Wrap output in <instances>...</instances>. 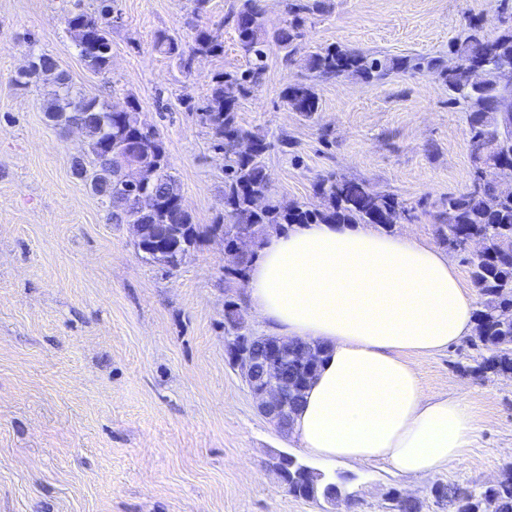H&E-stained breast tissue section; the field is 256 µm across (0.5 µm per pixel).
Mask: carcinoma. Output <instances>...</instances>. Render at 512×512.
Segmentation results:
<instances>
[{
	"mask_svg": "<svg viewBox=\"0 0 512 512\" xmlns=\"http://www.w3.org/2000/svg\"><path fill=\"white\" fill-rule=\"evenodd\" d=\"M197 23L189 44L166 32L159 33L154 49L176 59L182 72L192 74L201 57L224 54V43L207 26L209 0H192ZM323 0H286L287 18L268 26L256 0H236L226 16L234 28L247 69L219 72L212 79L210 95L197 108L216 147L224 150V243L230 247L241 234L262 237L271 231L285 232L292 224H373L391 232L401 221L417 218L415 207L396 194L378 191L362 180L334 173L314 184L322 208L309 209L296 202L269 199L271 175L264 156L271 147L265 138L245 130L237 121L239 100L249 96L264 80L269 46L278 47L283 66L295 62L296 43L307 16L322 12ZM112 0H100L93 13L71 12L67 31L81 60L97 73L109 69ZM448 65L441 58L426 56L378 58L359 49L329 45L306 59V68L326 79L357 77L367 84L379 82L395 71H431L452 93L450 102L469 112V138L505 142L512 138V87H493L475 97L469 73L477 65L489 70L512 67V27L489 40L478 22L469 26L465 38L448 46ZM15 85L41 83L47 88L46 114L57 126L79 127L88 145V158L73 163L74 173L90 180L93 193L114 224H126L142 258L167 272L178 268L184 257L176 252L147 247L140 236L143 226L156 224L171 242L188 238L196 245L202 235L191 214L182 206L177 178L171 173L168 155L158 128L142 118L134 95L126 97L124 110L110 111V103L88 97L58 70L56 60L41 52L32 55L28 71H18ZM287 108L310 117L319 110V97L310 84L289 85L281 93ZM132 137L138 139V164L142 184L126 188L118 179L112 155L125 150ZM435 233L446 247L456 249L463 238L479 236L483 254L470 260L471 279L482 296L476 313L473 345L481 350L479 368L493 374H512V197L497 192L490 173L475 167L471 189L450 194L441 202ZM244 324L241 307L229 301L224 308V330L237 331ZM327 482L307 471L296 478L289 493L315 498L325 494ZM435 497L448 512H512V466L500 479L479 491L455 484H439Z\"/></svg>",
	"mask_w": 512,
	"mask_h": 512,
	"instance_id": "carcinoma-1",
	"label": "carcinoma"
}]
</instances>
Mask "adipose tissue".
Listing matches in <instances>:
<instances>
[{"label":"adipose tissue","mask_w":512,"mask_h":512,"mask_svg":"<svg viewBox=\"0 0 512 512\" xmlns=\"http://www.w3.org/2000/svg\"><path fill=\"white\" fill-rule=\"evenodd\" d=\"M246 299L272 335L326 349L292 429L311 455L380 459L410 480L465 459L467 399H425L406 360L473 330L476 296L443 252L368 224H295L259 247Z\"/></svg>","instance_id":"obj_1"}]
</instances>
